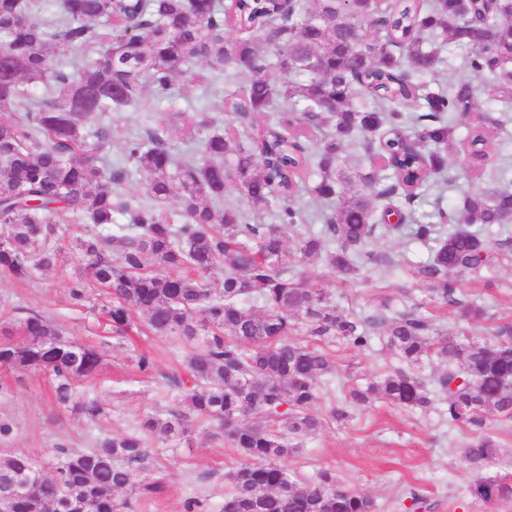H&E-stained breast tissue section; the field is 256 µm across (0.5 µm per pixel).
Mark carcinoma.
Returning <instances> with one entry per match:
<instances>
[{"mask_svg":"<svg viewBox=\"0 0 512 512\" xmlns=\"http://www.w3.org/2000/svg\"><path fill=\"white\" fill-rule=\"evenodd\" d=\"M52 2L55 13L39 15L29 0H0V112L13 113L0 121V270L26 282L54 267L58 242L79 216L86 225L71 248L88 261L96 306L116 331L130 329L138 310L152 333L190 353L180 371L161 376L178 406L147 412L132 430L91 448L58 444L50 474L36 456L9 448L15 423L0 415V491L16 473L40 475L12 512H138L166 488L150 441L189 448L197 419L212 422L240 455L224 473L220 512H376L375 501L335 469L304 479L286 464L321 427L319 383L333 370L320 345L299 338L302 331L356 350L369 347L372 334L384 336L402 366L352 387L349 400L381 399L426 414L434 395L446 396L448 423L471 431L462 458L477 476L466 497L484 507L512 501L511 483L483 475L499 460L488 423L512 421V327L450 336L415 311L355 316L296 277L284 245V230L306 221L296 199L307 167L317 177L311 192L342 201L319 216L321 235H301L297 254L305 262L325 249L329 265L347 277L392 264L369 245L385 221L401 230L404 216L377 212L376 201L399 195L409 205L434 192L431 221L408 225L414 240L436 243L418 268L428 299L468 322L486 317L482 306L460 301L461 281L509 252L471 226L512 222V191L444 205L446 149L459 118L471 121L469 144L477 149L505 122L509 107L497 116L480 97L512 103V0H397L388 10L379 0H296L287 19L276 0ZM441 41L468 47L467 69L498 82L481 90L466 80L441 84ZM62 49L84 56L72 73ZM197 62L250 77L242 95L225 98L224 129L203 107L176 109L188 129L210 130L194 155L175 158L167 129L147 123L128 142L123 166L106 170L110 130L88 119L137 104L147 87L164 96L180 73L208 83ZM40 86L47 93L35 94ZM278 101L289 113L252 133ZM307 128L323 131L312 149L298 136ZM347 141L366 152L380 148L384 165L351 174L342 155ZM130 169L142 176L147 199L116 189ZM229 187L248 209L211 205ZM172 198L176 210L158 207ZM274 207L277 223H261ZM118 214L128 223H116ZM69 298L77 306L89 301L84 279L70 283ZM426 359L438 362L430 384L416 373ZM134 363L146 377L157 373L146 353ZM101 364L97 349L67 340L44 312L27 309L0 324V369L47 376L55 402L90 419L103 407L78 392V382Z\"/></svg>","mask_w":512,"mask_h":512,"instance_id":"carcinoma-1","label":"carcinoma"}]
</instances>
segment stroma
Instances as JSON below:
<instances>
[{
  "label": "stroma",
  "instance_id": "stroma-1",
  "mask_svg": "<svg viewBox=\"0 0 512 512\" xmlns=\"http://www.w3.org/2000/svg\"><path fill=\"white\" fill-rule=\"evenodd\" d=\"M243 85V80L221 75L212 91L205 94L180 77L168 98L154 100L150 111L131 106L104 113L100 121L111 133L107 159L120 163L128 139L143 123L169 124L171 107L188 111L204 106L216 117H223L225 98ZM448 166L457 180L445 196V205L488 188V181L479 178L460 147L449 149ZM371 246L395 258L396 266L373 270L348 282L338 278L321 260L297 262L293 268L307 282L323 288L339 308L353 314L385 312L392 316L419 304L424 313L456 336H478L488 327L512 323V266L495 268L489 280L469 279L462 283L461 301H478L488 312L483 323L466 324L457 320L454 308L427 300L417 267L429 259V247L404 233L378 238ZM89 274L86 261L67 246L62 248L53 270L29 283H19L0 271V315L15 316L20 307L47 312L64 336L95 345L103 355L100 372L83 385L84 390L98 396L105 410L94 423L57 406L43 376L31 372L0 373V383L9 388L8 394L0 395V412L15 422L14 449L45 458L61 442L88 448L97 437L131 429L146 412L172 404L170 391L138 372L133 349H149L159 370L168 372L179 367L186 356L185 348L164 336L119 337L99 312L72 306L68 295L71 281ZM326 350L334 370L325 380V397L317 405L322 414L331 404L345 402L352 385L399 365L392 350L378 340L359 351L340 342L327 345ZM445 406V401H437L435 411L425 415L382 401L367 408L350 406L349 421L326 423L289 465L304 477L324 466L335 468L347 485L376 501L377 512H402L395 496L409 488L427 499L432 512H477L465 497L471 474L460 454L468 429L462 424L449 425L440 414ZM153 448L170 467L173 478L167 491L147 504L144 512H183L186 500L197 495L207 496L210 512H218L224 499V474L238 461L234 448L216 437L213 428L204 422L195 425L192 447L174 451L157 442Z\"/></svg>",
  "mask_w": 512,
  "mask_h": 512
}]
</instances>
